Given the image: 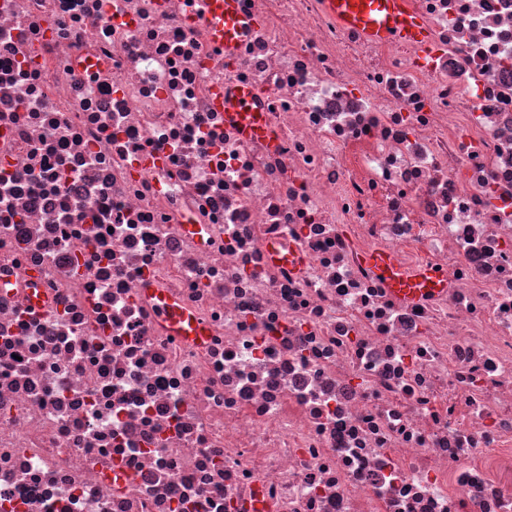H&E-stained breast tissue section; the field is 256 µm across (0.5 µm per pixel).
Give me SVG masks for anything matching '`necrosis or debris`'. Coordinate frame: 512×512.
I'll return each mask as SVG.
<instances>
[{
  "mask_svg": "<svg viewBox=\"0 0 512 512\" xmlns=\"http://www.w3.org/2000/svg\"><path fill=\"white\" fill-rule=\"evenodd\" d=\"M412 4L0 0V512H512V0ZM203 2L214 21L211 31L213 39L224 43L225 54H233L247 28L253 24V18H248L241 12L239 0H203ZM325 13L342 29L372 42L427 47L430 30L410 0H323ZM251 97L248 90L239 92L234 102L224 105L227 116L237 122L242 132L247 136H268L269 129L264 121L263 114L250 108ZM364 261L375 269L396 295L409 301L436 295L448 288L445 276L426 267L405 270L388 253H371L364 257ZM158 300V308L161 317L164 319L175 336H188L193 339H204L207 331L204 327L191 319L176 302L160 293H155Z\"/></svg>",
  "mask_w": 512,
  "mask_h": 512,
  "instance_id": "necrosis-or-debris-1",
  "label": "necrosis or debris"
}]
</instances>
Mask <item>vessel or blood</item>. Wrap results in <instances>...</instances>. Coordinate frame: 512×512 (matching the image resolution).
<instances>
[{"mask_svg": "<svg viewBox=\"0 0 512 512\" xmlns=\"http://www.w3.org/2000/svg\"><path fill=\"white\" fill-rule=\"evenodd\" d=\"M204 3L214 21L213 39L223 43L225 54H233L252 24L251 18L241 12L239 0H204ZM323 7L340 28L356 30L366 40L421 47L430 43L429 27L413 10L411 0H323ZM225 110L245 135H268L269 129L262 113L251 107L249 91L239 92L236 100L226 105ZM364 261L375 269L396 295L409 301L438 294L448 287L445 276L426 267L403 269L387 253L368 254ZM158 308L174 335L205 338L206 329L192 320L174 300L160 296Z\"/></svg>", "mask_w": 512, "mask_h": 512, "instance_id": "obj_1", "label": "vessel or blood"}]
</instances>
